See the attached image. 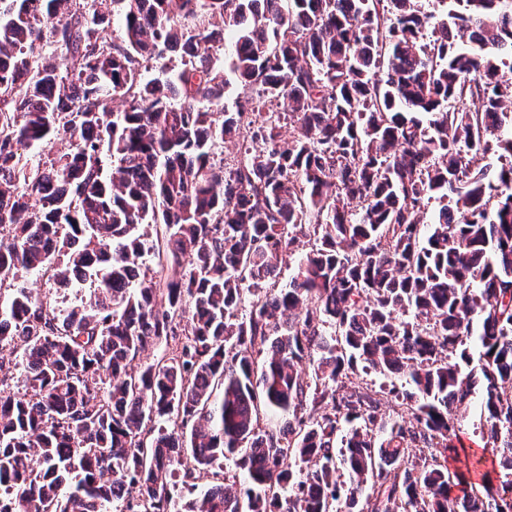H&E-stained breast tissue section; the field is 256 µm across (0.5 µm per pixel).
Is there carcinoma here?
Instances as JSON below:
<instances>
[{"label": "carcinoma", "instance_id": "carcinoma-1", "mask_svg": "<svg viewBox=\"0 0 512 512\" xmlns=\"http://www.w3.org/2000/svg\"><path fill=\"white\" fill-rule=\"evenodd\" d=\"M104 2L0 0V512H512V0ZM20 282H24L26 286L33 290L34 294L38 293L48 305L56 307L57 310H63L71 306L77 301L76 298L80 296H76L80 288H71L65 292L57 290L55 284L52 281H46V278L35 281V277L27 276L21 278ZM479 420L478 409L471 408L465 413L458 415V423L456 428L457 439L467 448L473 459H480V464L476 465L470 474V481L480 482L484 475H488L493 479L494 483H498L500 478L499 468L496 460V453L492 448H484V441L480 435L475 433V427Z\"/></svg>", "mask_w": 512, "mask_h": 512}]
</instances>
